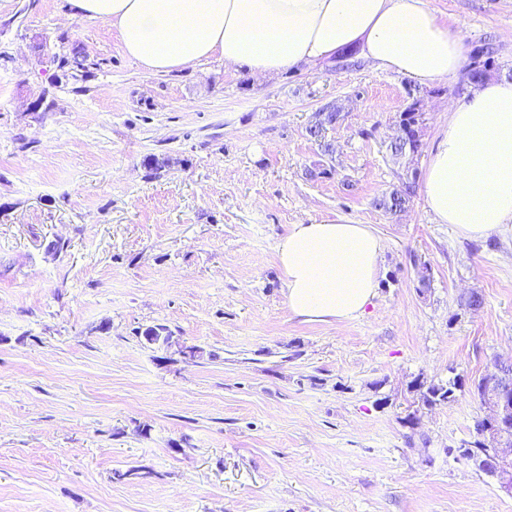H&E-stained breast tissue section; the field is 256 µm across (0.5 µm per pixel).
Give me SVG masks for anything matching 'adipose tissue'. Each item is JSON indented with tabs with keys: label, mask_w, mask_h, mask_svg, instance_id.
Returning <instances> with one entry per match:
<instances>
[{
	"label": "adipose tissue",
	"mask_w": 512,
	"mask_h": 512,
	"mask_svg": "<svg viewBox=\"0 0 512 512\" xmlns=\"http://www.w3.org/2000/svg\"><path fill=\"white\" fill-rule=\"evenodd\" d=\"M72 16L108 22L125 54L167 73L215 55L269 75L343 50L427 85L456 75L461 41L426 0H67ZM421 194L441 224L478 239L512 227V81L484 82L455 104ZM384 244L344 218L294 224L276 245L288 309L305 322L363 316Z\"/></svg>",
	"instance_id": "adipose-tissue-1"
}]
</instances>
